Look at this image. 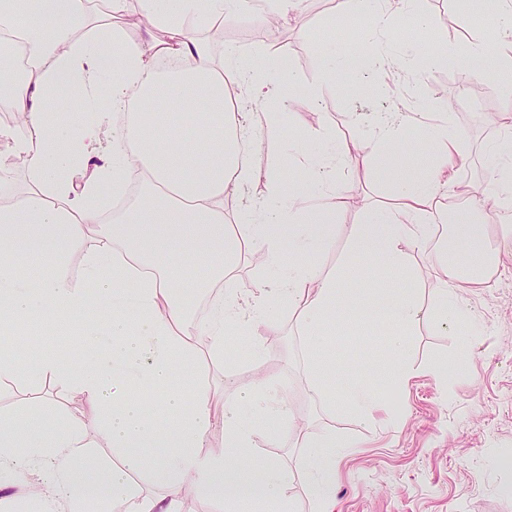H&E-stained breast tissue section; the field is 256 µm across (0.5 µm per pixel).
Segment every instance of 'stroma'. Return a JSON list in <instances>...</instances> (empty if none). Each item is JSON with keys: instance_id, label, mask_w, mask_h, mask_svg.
<instances>
[{"instance_id": "1", "label": "stroma", "mask_w": 512, "mask_h": 512, "mask_svg": "<svg viewBox=\"0 0 512 512\" xmlns=\"http://www.w3.org/2000/svg\"><path fill=\"white\" fill-rule=\"evenodd\" d=\"M339 18L336 0H297L281 18L280 36L291 50V79L282 98L288 121L281 137L258 145L251 163L269 167L287 149L289 139L320 127L330 130V138L315 144L314 151L336 160V179L348 201L326 199L336 234L310 259L327 272L347 270L357 290L358 314L352 322L338 319L329 324L335 369L323 381L315 379L313 338L286 310L271 325H255L241 334L228 331L221 358L210 355L206 338H199L196 380L208 388L215 410L221 412L241 406L260 377L287 378L290 411L285 423L273 425L254 413L248 419L271 435L255 453L287 473L294 512L315 510L301 479L308 453L303 443L305 437L322 433L350 445L336 465L332 512H512V240L507 237L512 216L498 218L484 250L456 248L459 226L478 228L485 222L483 196L491 189L486 147L506 132L489 117L512 110V76L491 65L473 78L444 65L409 77L408 83L420 85L426 112L446 113L448 131L459 138L466 156L452 178L471 184L478 197L468 209L456 212L453 226L443 229L458 273L453 291L467 307L469 319L449 326L436 313L435 259L440 248L435 243L423 249L407 246L408 270L393 276L397 290L414 289L425 307L420 323L405 336L408 360L420 372L402 385L389 382L386 365L390 339L400 329L390 321L383 300L373 297L375 271L349 253L344 230L354 223L358 207L383 204L392 196L391 183L376 168L361 164L358 149L368 126L353 122L352 115L371 116L400 106L407 83L382 97L368 91L356 97L348 93L345 76L339 75L321 99L311 98L306 90L319 76L328 47L351 51L364 44L420 52L448 42L488 40L495 13L486 11L475 22L448 0H417L414 14L400 18L383 36L371 34L362 15L349 18V32H339ZM235 21L225 30V41L238 43L244 55H259L269 43L263 25L247 15ZM462 85L470 91L472 107L459 103ZM472 262L488 275L471 287L463 273ZM79 332V322H65L63 330L35 342L33 352L78 362L84 357ZM355 378L368 382L376 395V410L366 422L346 410L348 385ZM1 413L29 416L37 423L53 417L84 423L95 451L113 463L121 461L105 424L89 422V408L74 387L55 377L35 384L21 377L0 382Z\"/></svg>"}]
</instances>
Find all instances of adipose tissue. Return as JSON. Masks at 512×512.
<instances>
[{
    "mask_svg": "<svg viewBox=\"0 0 512 512\" xmlns=\"http://www.w3.org/2000/svg\"><path fill=\"white\" fill-rule=\"evenodd\" d=\"M23 2L21 39L29 77L9 82L7 102L25 115L26 128L0 127V138L13 141L31 188L0 208V307L19 319H82L83 346H101L105 352L69 365L46 356L25 367L1 356L0 380L21 375L35 383L52 374L78 387L88 402L109 404L112 445L122 450L124 461L115 467L97 460L82 426L51 420L32 434L22 416L1 415L0 479L10 491L0 495V512H17L41 473L50 476L39 493L41 512H109L118 499L133 501L134 512H179L182 496L191 491L239 505L253 489L262 501L276 505V512H289L288 476L252 454L256 431L239 409H225L223 418H215L208 394L197 385L179 392L169 384L176 363H192V337H208L211 352L223 354L229 326L266 321L281 302L315 336L337 306L353 296L343 272H326L309 261L335 231L325 221L323 202L342 193L332 172L317 168L310 149L324 131L293 141L272 168L257 169L249 161L257 131L275 136L285 123L283 113L267 112L256 129L244 121L243 111L282 97L279 77L288 71L287 46L267 57L247 58L229 45L218 56L202 37L224 17L241 12L255 13L264 23L280 18L293 0H139L154 27L167 34L166 40L149 43L127 41L114 24L127 0H105V13L95 19L90 0ZM412 4L339 0L338 9L369 15L373 30L385 32ZM460 55L470 59V74H480L486 50L476 44L401 57L367 48L349 57L331 49L323 71L331 75L351 67L392 80ZM167 56L182 68L162 76L154 65ZM75 84L82 87L78 109L94 113V120L49 123L48 105ZM105 87L112 109L101 112L96 101ZM183 112L193 114L192 125L181 122ZM423 118L417 109L378 114L366 141L368 159L382 162L384 146L403 140L408 127ZM106 125L112 128V143L103 148L99 133ZM430 146L435 157L429 177L419 180L409 171L389 168L392 205L361 209L346 231L351 250L378 269L375 292L405 329L424 314L415 293H392V274L406 269L405 246L411 241L427 246L442 189L452 188L458 196L472 192L468 185L448 182L449 170L465 157L447 125H436ZM86 165L91 173L75 181V172ZM293 168L313 171L308 188L288 191L285 173ZM134 174L144 184L139 201L118 222L99 224L108 196L121 195ZM248 183L264 184L263 195L238 198L237 188ZM93 223L100 226L98 238L84 256L85 281L79 284L62 267L70 242ZM246 242L272 272L266 287L236 284ZM172 248L205 268V287L225 286L208 322H195L173 295L176 265L161 267L154 261L157 253ZM24 254L48 263L50 272L35 281L18 276ZM287 254L292 257L288 263L283 260ZM104 294L112 297L108 324L84 320V312ZM160 387L165 390L161 405L175 419L166 428L148 417L141 395ZM217 427L225 432L228 452L238 455V469H226L223 456L206 451L207 436ZM308 446L315 461L305 466L304 479L317 512H329L336 461L344 449L330 435L316 436ZM145 448L162 454L145 459ZM142 469L161 474L164 495L133 487L130 475Z\"/></svg>",
    "mask_w": 512,
    "mask_h": 512,
    "instance_id": "ef3b65f1",
    "label": "adipose tissue"
}]
</instances>
